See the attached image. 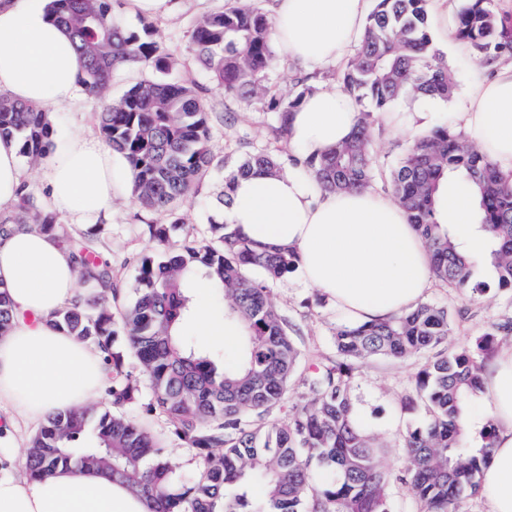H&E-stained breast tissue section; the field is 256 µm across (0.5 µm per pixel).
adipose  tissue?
<instances>
[{"mask_svg": "<svg viewBox=\"0 0 512 512\" xmlns=\"http://www.w3.org/2000/svg\"><path fill=\"white\" fill-rule=\"evenodd\" d=\"M370 0H274L280 55L311 69L341 60L363 35ZM83 58L53 20L50 0H0V96L71 106ZM360 118L349 94L322 87L288 117L294 172H258L238 180L226 214L231 227L272 250L298 256L301 280L318 288L347 322H378L409 311L432 284L425 244L403 208L369 189L320 190L302 167L348 138ZM456 127L498 170L512 177V67L474 83ZM26 172L14 138L0 137V214L16 205ZM48 211L72 228L108 213L131 184L126 159L102 139L60 141L44 172ZM475 190L442 182L436 218L460 248L483 249ZM77 272L58 238L37 227L0 235V286L16 314L0 336V410L35 425L97 396L105 363L94 348L51 326L75 296ZM481 396L495 420L492 458L481 474L485 512H512V343L487 363ZM0 512H146L142 498L98 470L57 471L45 479L0 478Z\"/></svg>", "mask_w": 512, "mask_h": 512, "instance_id": "obj_1", "label": "adipose tissue"}]
</instances>
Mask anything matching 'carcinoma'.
Returning <instances> with one entry per match:
<instances>
[{"label": "carcinoma", "instance_id": "cac0c4a2", "mask_svg": "<svg viewBox=\"0 0 512 512\" xmlns=\"http://www.w3.org/2000/svg\"><path fill=\"white\" fill-rule=\"evenodd\" d=\"M50 7L85 59L78 76L83 93L105 97L114 75L128 68L156 73L105 104L96 118L104 141L131 166L134 201L169 214L172 222L149 225L160 255L142 261L135 296L126 301L115 287L112 262L98 255L96 229L68 230L27 191L12 213L0 216L1 231L9 224H37L71 252L86 295L74 297L50 323L102 350L108 365L109 403L49 416L31 441L26 474L42 479L59 468L105 469L142 497L150 512H394L395 481L407 486L417 512H459L460 498L479 492L496 438L489 420L481 443L470 445L465 414L482 389L486 361L512 339V317L491 323L472 346L441 352L418 372L397 411L422 407L428 420L404 436L402 471H388L387 445L355 415L359 362L438 347L453 330L448 307L420 303L361 325L340 320L333 332L336 357L312 356L302 365L304 354L270 297V286L296 268V255L267 251L216 221L206 239L171 244L181 228L175 203L196 196L215 163L202 87L168 78L174 60L154 39L153 25L124 27L114 18L113 0H51ZM428 18V0H375L360 45L340 75L344 91L359 102L370 100L381 113L406 97L449 99L454 85ZM455 34L488 62L512 53V38L492 0H462ZM272 37L266 12L232 5L199 20L191 54L224 94L268 100L278 130L286 133L288 115L313 87L299 78L295 93L284 98L261 85L273 62ZM55 125L56 113L0 97V136L16 137L22 156L45 157ZM369 125L365 112L348 141L306 164L320 189L371 184ZM284 164L277 153H247L225 174L218 202L230 206L236 179ZM446 176L477 189L482 255L496 272V289L512 295V181L446 122L415 140L392 174L394 196L425 243L432 276L471 301L490 291L489 284L472 280L471 255L436 219L435 194ZM196 263L216 284L223 318L242 330L233 358L197 349L184 333L172 334L192 307ZM13 318L0 290L1 334ZM129 357L150 389L149 410L165 416L176 436L195 449L199 473L193 481H174L159 437L112 411L138 400L126 370Z\"/></svg>", "mask_w": 512, "mask_h": 512}]
</instances>
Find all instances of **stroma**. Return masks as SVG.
<instances>
[{
  "instance_id": "stroma-1",
  "label": "stroma",
  "mask_w": 512,
  "mask_h": 512,
  "mask_svg": "<svg viewBox=\"0 0 512 512\" xmlns=\"http://www.w3.org/2000/svg\"><path fill=\"white\" fill-rule=\"evenodd\" d=\"M224 4L225 0H176L177 11L173 18L153 21L156 39L174 58L172 78L199 82L203 87V100L214 114L211 145L222 165L208 174L199 199L185 201L175 207L187 234L197 238L208 234V217L213 214L216 198L224 186L226 167L254 150L266 149L282 155L288 151V139L277 133L273 114L264 101L225 95L223 88L209 81L192 62L190 41L196 23ZM447 4V18H440L433 12L429 21L436 45L454 75V93L445 101L426 98L399 100L392 108L399 120L395 127L384 124L381 119H373L371 150L376 168L371 187L374 190L390 192L393 168L415 139L427 135V128L415 121V113H430L431 122L435 125L448 120L460 111L466 89L492 70L491 65L480 62L469 44L455 37L460 0H447ZM168 221L167 214L142 210L127 200L118 202L111 220L102 222L100 245L112 259L115 283L125 296L134 294L142 261L158 252L150 236V225ZM271 298L292 325V336L300 349L323 357H335L332 331L337 319L336 308L320 291L293 275L272 286ZM425 299L446 306L453 315L455 328L448 344L454 348L473 345L492 321L505 315L512 316V300L503 292H490L480 301L471 303L459 292L436 283L428 289ZM435 355V350L431 349L400 359L374 357L361 365L355 385L357 403L365 423L388 444L390 455L386 463L392 469H401L403 465L401 443L404 435L427 419L422 410L400 414L396 405L414 387L420 367ZM150 400L149 389H142L138 403L127 407L126 415L160 435L176 477L186 482L192 480L197 474L195 450L174 434L164 416L148 412Z\"/></svg>"
}]
</instances>
